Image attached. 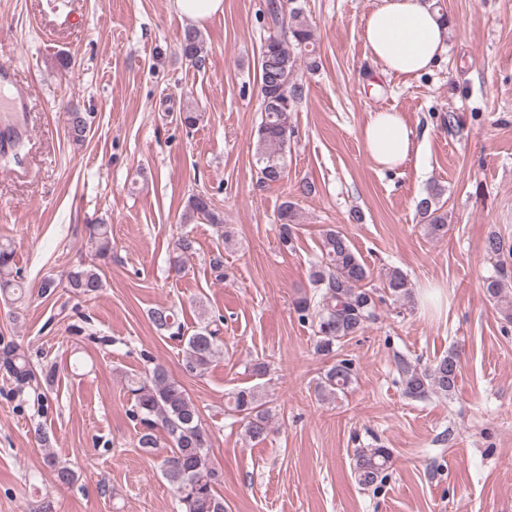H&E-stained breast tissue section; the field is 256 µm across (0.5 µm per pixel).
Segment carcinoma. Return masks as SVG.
Returning <instances> with one entry per match:
<instances>
[{
  "mask_svg": "<svg viewBox=\"0 0 512 512\" xmlns=\"http://www.w3.org/2000/svg\"><path fill=\"white\" fill-rule=\"evenodd\" d=\"M267 25L271 32L261 46L258 61L263 115L256 132V161L260 165L258 183L261 186L276 184L285 176L284 155L291 131V112L305 96L304 83L298 74L299 66L304 61L309 70L317 68L313 33L302 8L286 9L272 0ZM202 48V33L195 27L186 28L180 42L182 57L196 62ZM92 124L93 116L89 112H83L76 106L66 112L69 138L76 145L84 143ZM441 195L442 190L434 188L416 205L420 221L431 236L445 233L448 224V212L439 205ZM184 219L204 220L213 225L224 223V217L212 207L209 198L200 194L188 198ZM278 219L279 239L286 247L292 242V224L296 219L293 202L281 204ZM87 230L95 259H110L112 240L108 225L89 224ZM194 244L195 241L188 236L177 240L175 271H181L184 257L194 253ZM485 251L498 256L505 252L511 255L512 244L492 232L485 240ZM368 277V268L359 260L348 238L333 228L325 230L320 261L311 274L317 292L310 296L303 293L294 300L295 311L301 318L310 316L317 320L318 351L331 353L336 343L356 334L366 323L376 319L374 293L361 288ZM510 277L507 269L502 267L485 279L483 288L489 297L505 303L504 318L512 322V298L505 293V289L512 286L508 282ZM66 288L78 297H94L102 288L98 266L80 264L70 270ZM385 288L398 298L409 295L407 277L397 268L387 271ZM26 291L27 284L16 267L14 249L10 243L1 241L0 293L20 300ZM149 318L157 331L183 342L185 371L190 375H204L218 352L217 331L206 325L187 336L175 311L167 307L151 309ZM0 365L20 385L38 382L25 355L14 344L0 349ZM397 369L407 395L446 396L455 389L459 357L451 352L425 368L400 358ZM352 382L350 365L337 362L321 377L317 392L324 398L335 399L345 394ZM126 387L133 397L130 415L143 427L138 438L139 447L147 452L159 447L161 431L171 445L170 454L162 460L161 473L177 495L180 512H225L224 498L217 495L221 475L209 457L212 434L203 425L199 408L183 386L157 364L144 373L127 377ZM227 406L230 411L241 415L251 438H261L266 434L271 415L259 388H244L232 393ZM391 459V451L387 448H372L357 455L354 471L358 483L364 487L375 484ZM45 463L55 472L59 483L68 484L73 479L71 469L59 465L54 456L46 455Z\"/></svg>",
  "mask_w": 512,
  "mask_h": 512,
  "instance_id": "carcinoma-1",
  "label": "carcinoma"
}]
</instances>
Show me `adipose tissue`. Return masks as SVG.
Here are the masks:
<instances>
[{
	"mask_svg": "<svg viewBox=\"0 0 512 512\" xmlns=\"http://www.w3.org/2000/svg\"><path fill=\"white\" fill-rule=\"evenodd\" d=\"M371 56L386 73L429 71L446 50L448 27L429 0H377L364 22ZM365 149L379 168H396L411 156L417 134L394 110L373 113L361 131Z\"/></svg>",
	"mask_w": 512,
	"mask_h": 512,
	"instance_id": "obj_1",
	"label": "adipose tissue"
}]
</instances>
